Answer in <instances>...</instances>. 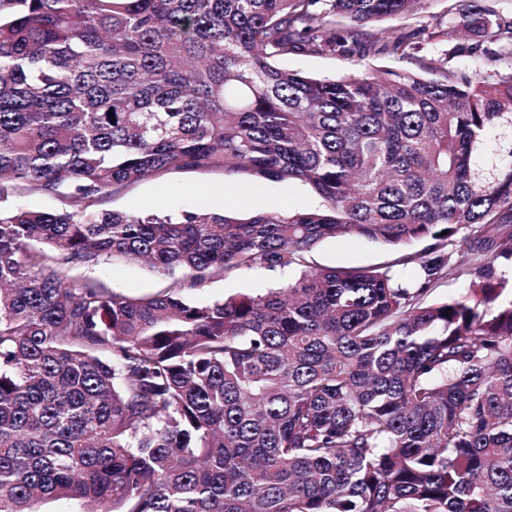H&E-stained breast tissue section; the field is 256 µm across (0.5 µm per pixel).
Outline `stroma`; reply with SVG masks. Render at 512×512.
Segmentation results:
<instances>
[{"label":"stroma","mask_w":512,"mask_h":512,"mask_svg":"<svg viewBox=\"0 0 512 512\" xmlns=\"http://www.w3.org/2000/svg\"><path fill=\"white\" fill-rule=\"evenodd\" d=\"M470 0H425L422 8L410 16L384 19L378 27L391 33L400 29L424 28L418 50L413 56L395 55L367 57L353 65L339 63L327 57L291 55L282 58V67L318 77H332L350 69L417 70L421 59H435L451 44L441 31L455 18V12ZM244 184L225 186L224 175L219 171H176L161 180L146 179L105 199V207L127 212H137L156 200H164L171 211L185 209L224 210L240 215L250 214L251 209L242 202ZM398 255L397 250L365 239L322 241L311 253L310 259L327 267L357 268L385 265ZM75 278L90 277L103 282L114 292L127 296H148L161 291L168 279L147 266L128 264L120 273H113L111 264L73 268ZM275 283V278L263 269L241 272L221 280L208 282L203 288L190 292L193 301H217L234 294H260Z\"/></svg>","instance_id":"stroma-1"}]
</instances>
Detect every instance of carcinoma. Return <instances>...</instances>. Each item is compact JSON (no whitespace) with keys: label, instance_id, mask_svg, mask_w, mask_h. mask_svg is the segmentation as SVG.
<instances>
[{"label":"carcinoma","instance_id":"obj_1","mask_svg":"<svg viewBox=\"0 0 512 512\" xmlns=\"http://www.w3.org/2000/svg\"><path fill=\"white\" fill-rule=\"evenodd\" d=\"M423 2L0 0V512H512V20L459 12L472 70L278 64L407 56L415 32L371 24ZM175 170L321 204L101 207ZM352 238L424 244L414 277L309 262ZM117 260L171 282L65 273ZM254 268L294 274L184 298ZM66 272L74 278H96L107 288L127 296H148L169 285V280L164 276L139 264L125 265L117 275H112V261L97 266L66 268ZM276 276H272L264 269L241 272L224 280H213L203 288L190 292L186 296L192 301H217L224 296L234 294H261L276 284ZM471 276L466 273L460 274L453 279L439 284L428 297L429 301L447 300L449 298L460 297L470 288Z\"/></svg>","mask_w":512,"mask_h":512}]
</instances>
